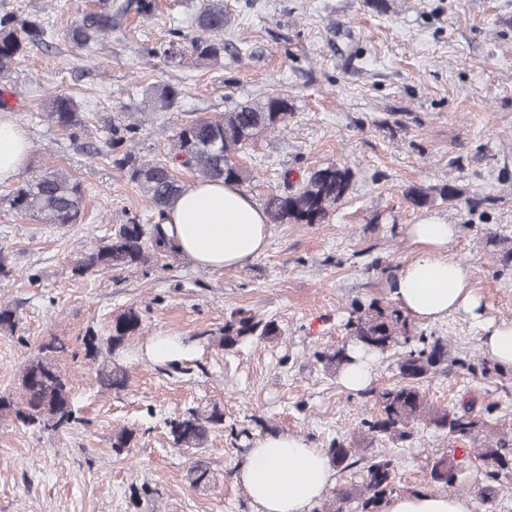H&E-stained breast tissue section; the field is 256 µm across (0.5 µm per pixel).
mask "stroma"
<instances>
[{"label":"stroma","mask_w":512,"mask_h":512,"mask_svg":"<svg viewBox=\"0 0 512 512\" xmlns=\"http://www.w3.org/2000/svg\"><path fill=\"white\" fill-rule=\"evenodd\" d=\"M198 0H158L151 15L129 10L84 49L68 30L95 0H0V13H34L53 39L32 49L10 81V103L31 144L22 177L54 166L85 191L79 224H42L10 210L0 185V304L16 311L14 333L0 332V392H14L35 347L58 337V357L76 397L71 429L23 428L0 420V512H257L234 479L258 436L287 431L328 447L356 444L362 418L376 415L380 391L398 381L395 352L378 357L370 385L352 392L316 360L343 344L354 301L393 299L382 265L412 251L404 227L424 219L458 225L451 252L468 263L489 318L512 321V0H224L230 22L221 61L168 65L146 55L170 25L194 37ZM175 84L180 106L160 111L153 86ZM65 91L87 114L72 139L43 114ZM288 97L286 128L259 137L240 162L252 173L245 193L263 202L314 168L349 167L351 187L322 224H272L263 254L222 273L183 256L148 268L78 277L72 263L133 216L150 212L137 187L102 156L107 117L127 110L141 128L138 150L165 159L174 129L271 92ZM445 182L457 200L413 207L409 187ZM142 335L119 358L125 390H102L82 356L88 331L108 334L128 309ZM277 321L281 334L227 351L218 339L237 310ZM465 360L422 383L430 402L453 407L474 399L484 425L462 440L419 424L407 440L382 438L361 450L397 462V493L433 489L429 471L441 457L477 448L482 438L512 437V368L481 373L482 330L465 315L424 325ZM152 336H182L193 348L179 369L138 359ZM217 408L224 427L207 447L178 448L167 418ZM134 439L112 451L115 430ZM211 481L193 485L195 461Z\"/></svg>","instance_id":"obj_1"}]
</instances>
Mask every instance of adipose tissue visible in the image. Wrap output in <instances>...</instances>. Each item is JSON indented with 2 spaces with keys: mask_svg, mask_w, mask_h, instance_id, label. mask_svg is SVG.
<instances>
[{
  "mask_svg": "<svg viewBox=\"0 0 512 512\" xmlns=\"http://www.w3.org/2000/svg\"><path fill=\"white\" fill-rule=\"evenodd\" d=\"M28 136L13 113H0V183L11 182L24 167ZM264 209L238 186L195 183L166 210L164 231L195 266L213 272L243 267L268 244ZM414 253L399 265L393 297L416 322L433 323L461 312L478 324L481 349L494 362L512 367V322L488 319L475 294L470 266L448 250L459 237L454 224H411ZM260 512H310L336 485L323 449L291 433L256 438L235 470ZM384 512H470L469 499L417 490L393 496Z\"/></svg>",
  "mask_w": 512,
  "mask_h": 512,
  "instance_id": "obj_1",
  "label": "adipose tissue"
}]
</instances>
